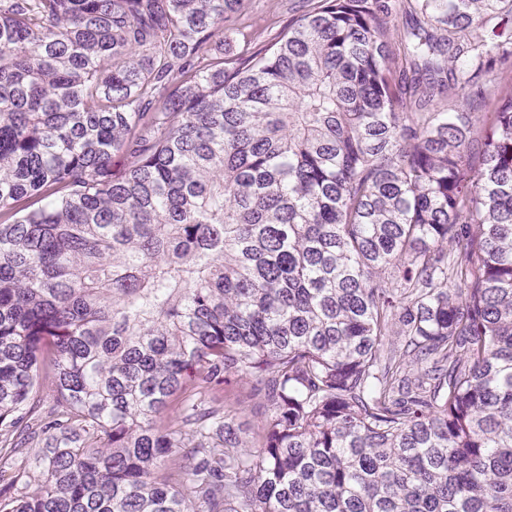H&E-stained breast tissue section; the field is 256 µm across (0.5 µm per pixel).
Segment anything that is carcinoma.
<instances>
[{"label": "carcinoma", "mask_w": 512, "mask_h": 512, "mask_svg": "<svg viewBox=\"0 0 512 512\" xmlns=\"http://www.w3.org/2000/svg\"><path fill=\"white\" fill-rule=\"evenodd\" d=\"M245 2L0 0V512H512V0ZM303 5L301 0H249L238 26L259 41L267 42L281 32L289 17L305 9ZM240 391L242 392V403L237 406L236 422L242 429L243 436L251 438L257 428L261 425L267 412L266 402L260 395L251 392L248 384H243Z\"/></svg>", "instance_id": "obj_1"}]
</instances>
